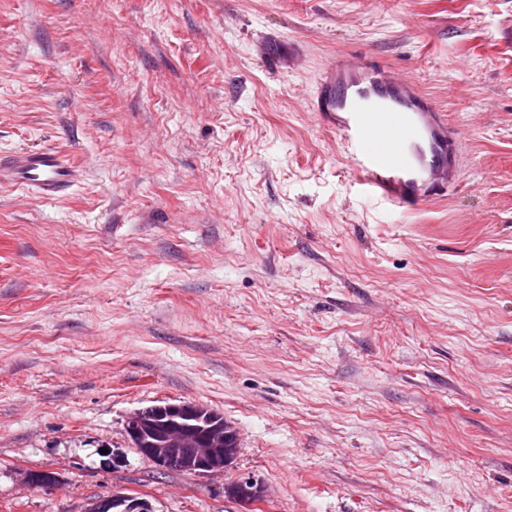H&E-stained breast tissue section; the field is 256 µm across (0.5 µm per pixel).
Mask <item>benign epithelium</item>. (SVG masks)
<instances>
[{
	"label": "benign epithelium",
	"mask_w": 512,
	"mask_h": 512,
	"mask_svg": "<svg viewBox=\"0 0 512 512\" xmlns=\"http://www.w3.org/2000/svg\"><path fill=\"white\" fill-rule=\"evenodd\" d=\"M125 433L131 447L162 471L176 469L198 476L222 473L239 451L238 432L224 420V415L189 401L136 409L125 420ZM27 479L31 485L42 488L58 483L54 473L45 471H32ZM224 492L247 508L262 497L263 489L252 478H238L226 483ZM94 512L155 510L143 498L113 493L101 497Z\"/></svg>",
	"instance_id": "obj_1"
}]
</instances>
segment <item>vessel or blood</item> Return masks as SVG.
Masks as SVG:
<instances>
[{
	"label": "vessel or blood",
	"instance_id": "obj_1",
	"mask_svg": "<svg viewBox=\"0 0 512 512\" xmlns=\"http://www.w3.org/2000/svg\"><path fill=\"white\" fill-rule=\"evenodd\" d=\"M314 109L320 123L335 130L365 196L410 210L457 183L460 161L446 116L413 82L377 62H330ZM76 177L72 162L52 148L0 157L1 181L44 198L66 193Z\"/></svg>",
	"mask_w": 512,
	"mask_h": 512
}]
</instances>
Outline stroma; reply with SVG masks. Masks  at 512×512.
Instances as JSON below:
<instances>
[{
	"label": "stroma",
	"mask_w": 512,
	"mask_h": 512,
	"mask_svg": "<svg viewBox=\"0 0 512 512\" xmlns=\"http://www.w3.org/2000/svg\"><path fill=\"white\" fill-rule=\"evenodd\" d=\"M342 53L447 114L445 198L360 193L311 107ZM44 147L66 195L0 185V512H242L230 477L253 512H512V0H0V155ZM182 400L228 475L131 448ZM132 448L162 471L222 473L239 451L236 428L206 405L180 401L142 407L125 420ZM224 492L235 501L242 504L248 511L256 500L263 494L261 485L253 478L235 479L224 485ZM93 510L94 512H155L148 500L119 493L101 497Z\"/></svg>",
	"instance_id": "1"
}]
</instances>
